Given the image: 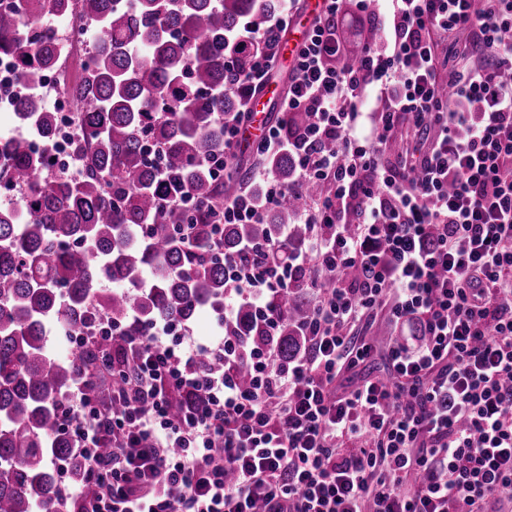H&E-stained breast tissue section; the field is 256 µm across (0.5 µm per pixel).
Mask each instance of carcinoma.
Listing matches in <instances>:
<instances>
[{
    "label": "carcinoma",
    "instance_id": "carcinoma-1",
    "mask_svg": "<svg viewBox=\"0 0 512 512\" xmlns=\"http://www.w3.org/2000/svg\"><path fill=\"white\" fill-rule=\"evenodd\" d=\"M278 6L279 0H79V29L100 32L71 98L83 114V170L53 174L51 159L35 154L28 139L6 143L0 155V189L24 191L27 214L23 220L0 210V512H62L46 462L71 448L57 427L58 409L78 378L93 389L103 380L97 342L66 358L50 353L47 318L71 334L85 332L92 313L120 320L131 309L144 324H185L224 298L220 254L252 242L284 257L307 242L310 225L295 219L307 199L320 195L318 184L286 195L261 224H224L219 233L209 210L248 181L237 171L220 182L210 169L224 157L216 117L238 102L225 88L224 53L234 52L245 69L250 52L233 45L234 34L246 23L263 24ZM70 8V0H14L0 9V52L17 58L26 82L55 66L56 53L45 51L52 33L44 19ZM379 36L370 24L350 59ZM18 112L47 139L54 113L42 99L25 95ZM146 139L162 146L163 167L200 203L192 215L178 207L159 211L162 183L146 159ZM263 164L281 184L294 181L288 153L266 156ZM286 226L290 238L283 243ZM101 279L120 287L99 288ZM310 308L303 289L291 288L278 300L276 335L261 336L243 308L229 329L249 346L276 345L288 361L306 347L299 326Z\"/></svg>",
    "mask_w": 512,
    "mask_h": 512
}]
</instances>
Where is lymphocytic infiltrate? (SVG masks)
Listing matches in <instances>:
<instances>
[{
  "instance_id": "f902f5d3",
  "label": "lymphocytic infiltrate",
  "mask_w": 512,
  "mask_h": 512,
  "mask_svg": "<svg viewBox=\"0 0 512 512\" xmlns=\"http://www.w3.org/2000/svg\"><path fill=\"white\" fill-rule=\"evenodd\" d=\"M343 0H324L293 58L257 155L286 151L293 184L240 191L220 224L262 223L306 184V250L278 263L246 244L225 256V310L249 309L267 334L278 295H313L303 355L247 347L222 331L198 341L171 322L99 318L73 345L104 339L114 385L68 392L59 425L83 463L82 512H488L512 490V0H389L380 43L338 62ZM291 7L245 25L246 70L225 64L241 108L221 118L227 161L250 100L280 54ZM470 54L442 72L439 39ZM305 113L302 128L287 125ZM335 142L325 151V142ZM358 266L361 280L342 278ZM416 323L393 342L389 378L344 393L336 380L374 356L378 314ZM248 370L249 386L238 381Z\"/></svg>"
}]
</instances>
